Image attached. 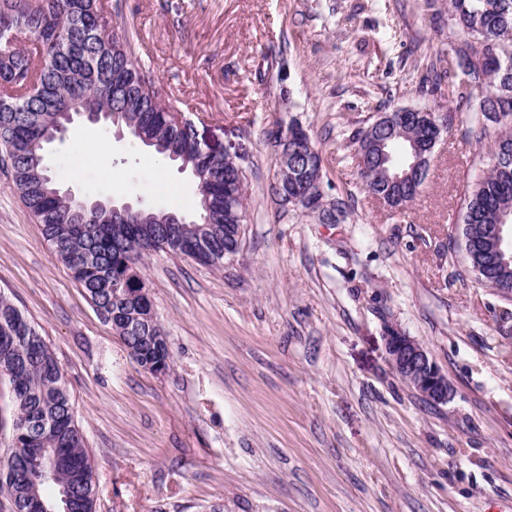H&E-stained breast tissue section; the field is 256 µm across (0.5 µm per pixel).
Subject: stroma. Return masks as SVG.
I'll return each instance as SVG.
<instances>
[{
  "label": "stroma",
  "mask_w": 512,
  "mask_h": 512,
  "mask_svg": "<svg viewBox=\"0 0 512 512\" xmlns=\"http://www.w3.org/2000/svg\"><path fill=\"white\" fill-rule=\"evenodd\" d=\"M138 63L200 137L248 156L246 220L223 268L169 253L142 274L172 358L128 354L54 257L0 168V293L59 362L97 474V512H512V300L476 284L455 237L499 134L436 85L466 34L448 0H102ZM452 115L425 183L392 213L363 188L352 136L379 113ZM299 121L335 223L268 196L267 134ZM110 143L108 166L85 154ZM78 122L48 146L61 188L192 215L194 181ZM455 391L427 403L392 369L387 327Z\"/></svg>",
  "instance_id": "stroma-1"
}]
</instances>
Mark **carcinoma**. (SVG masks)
Returning a JSON list of instances; mask_svg holds the SVG:
<instances>
[{"label":"carcinoma","mask_w":512,"mask_h":512,"mask_svg":"<svg viewBox=\"0 0 512 512\" xmlns=\"http://www.w3.org/2000/svg\"><path fill=\"white\" fill-rule=\"evenodd\" d=\"M451 19L464 32H482L448 57L449 85L458 97L475 104L467 132L481 142L489 121L502 122L491 151L497 165L467 185L460 236L468 241L500 223V213L512 206V0H449ZM99 115L101 123L120 127L155 153L203 175L211 205L198 195L186 234L182 224H150L153 213L139 211L118 221L79 223L73 213L85 198L55 196L44 159V135L77 118L70 110ZM150 76L133 59L127 32L106 29L100 0H0V162L9 164L12 188L43 232L52 251L83 288L105 320L129 326L130 356L141 366H170L171 358L158 322L142 317V282L130 274L140 262L141 249L194 256L216 266L224 249L234 243L237 214L246 196L227 202L224 183L239 179L236 165L224 153H206L187 127L179 126ZM397 113L386 112L388 124L378 134L389 139L393 158L400 157L393 138ZM366 129L352 137L358 173L365 188L387 193L407 206L415 198L408 185H388L378 171L385 158L361 157ZM478 285L504 294L512 291V273L502 257L490 250L465 255ZM42 448H52L58 462L48 482L35 488L31 466ZM95 468L59 363L42 336L17 306L0 294V498L15 505L13 512H30L34 501L62 512L68 498L71 512H93Z\"/></svg>","instance_id":"cac0c4a2"}]
</instances>
